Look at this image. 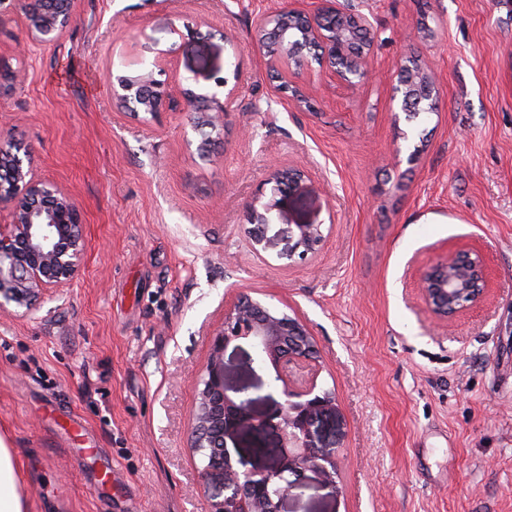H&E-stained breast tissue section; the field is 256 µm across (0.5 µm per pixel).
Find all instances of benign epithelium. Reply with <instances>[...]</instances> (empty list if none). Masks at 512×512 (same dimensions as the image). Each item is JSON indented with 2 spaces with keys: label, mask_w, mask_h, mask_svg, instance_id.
I'll list each match as a JSON object with an SVG mask.
<instances>
[{
  "label": "benign epithelium",
  "mask_w": 512,
  "mask_h": 512,
  "mask_svg": "<svg viewBox=\"0 0 512 512\" xmlns=\"http://www.w3.org/2000/svg\"><path fill=\"white\" fill-rule=\"evenodd\" d=\"M315 15L300 9H283L266 21L276 36L279 54L270 61L277 67L288 60L293 42L320 47V68L329 69L350 85L369 75L371 48L354 56L355 32L347 21L351 13L321 0ZM72 0H39V8L28 13L32 38L55 40L71 17ZM116 100L134 113L156 114L166 108L161 85L146 69L134 77H121L113 89ZM235 95L230 89L224 102L215 97L188 99L191 112L201 113L199 123L220 135L227 126L229 105ZM8 162L9 177L0 181V205L12 209L13 229L0 233V310L7 306L31 310L47 290L76 277L86 250L85 227L80 208L64 187L41 181L32 174L22 148L0 146V162ZM273 199L251 206V242L258 254H274L291 263L316 253L325 240L323 225H288V236L271 223L270 214L279 204L305 189L304 174L286 167L273 171ZM287 246H282L283 240ZM489 283L483 254L459 251L429 266L419 278L426 304L446 320L480 303ZM245 340L254 347L262 363L269 364L282 383L283 401L267 414L251 410L252 399L229 394L225 384L224 350L234 341ZM313 339L297 317L248 295L224 310V322L212 338L208 361L197 384V404L192 414L191 447L200 452L207 477V512H281L282 502L296 487L295 478L305 471L335 482L336 458L318 449L312 427L336 414L335 399L328 391H316L312 382L304 389L292 387L289 367L311 359ZM242 430L265 432L277 439L276 464L263 469L247 466L244 459L232 460L227 440Z\"/></svg>",
  "instance_id": "obj_1"
}]
</instances>
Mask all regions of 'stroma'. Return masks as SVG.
I'll list each match as a JSON object with an SVG mask.
<instances>
[{"label":"stroma","instance_id":"obj_1","mask_svg":"<svg viewBox=\"0 0 512 512\" xmlns=\"http://www.w3.org/2000/svg\"><path fill=\"white\" fill-rule=\"evenodd\" d=\"M339 2L369 22L372 75L352 87L314 66L299 99L272 78L261 26L319 0H72L46 45L15 0L0 6V69L16 77L0 140L68 189L86 235L77 279L0 312V437L27 512H206L196 382L243 294L308 326L316 354L293 380L336 402L313 428L336 482L305 472L283 512H512V0ZM409 58L437 87L414 121L393 96ZM149 67L169 103L131 115L109 80ZM218 75L236 95L203 158L186 101ZM284 166L306 189L272 223L326 235L293 264L248 234ZM472 248L487 294L440 321L419 272ZM224 363L255 414L281 402L250 343ZM228 445L257 468L278 454L266 433Z\"/></svg>","mask_w":512,"mask_h":512}]
</instances>
